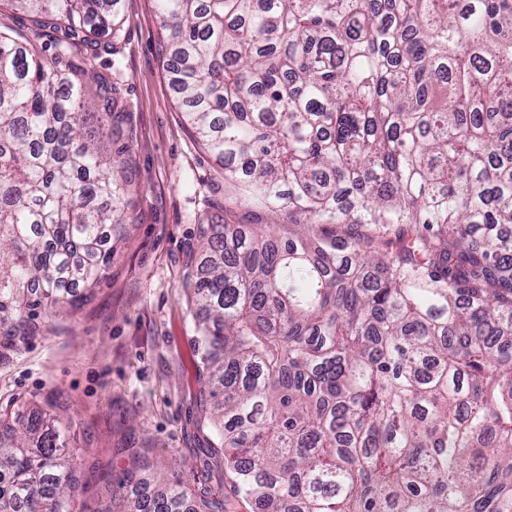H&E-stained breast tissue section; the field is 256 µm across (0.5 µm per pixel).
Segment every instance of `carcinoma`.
Segmentation results:
<instances>
[{
	"label": "carcinoma",
	"instance_id": "cac0c4a2",
	"mask_svg": "<svg viewBox=\"0 0 512 512\" xmlns=\"http://www.w3.org/2000/svg\"><path fill=\"white\" fill-rule=\"evenodd\" d=\"M0 326L112 259L131 181L120 0H8ZM183 114L244 197L303 231L204 224L187 286L233 496L187 463L130 512H512V0H156ZM393 234L395 246L382 234ZM66 426L0 411V512H72Z\"/></svg>",
	"mask_w": 512,
	"mask_h": 512
}]
</instances>
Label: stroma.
I'll use <instances>...</instances> for the list:
<instances>
[{
	"label": "stroma",
	"mask_w": 512,
	"mask_h": 512,
	"mask_svg": "<svg viewBox=\"0 0 512 512\" xmlns=\"http://www.w3.org/2000/svg\"><path fill=\"white\" fill-rule=\"evenodd\" d=\"M119 21L113 51L79 46L69 56L120 90L112 152L126 160L131 187L112 261L73 312L37 309L34 335L0 345V409L53 410L70 422L82 482L74 512H128L127 495L168 477L176 458L194 469L189 495L219 484L220 472L200 466L211 427L188 259L200 223L288 221L246 200L185 125L156 0H121ZM139 455L150 469L135 464Z\"/></svg>",
	"instance_id": "35a3bbf8"
}]
</instances>
